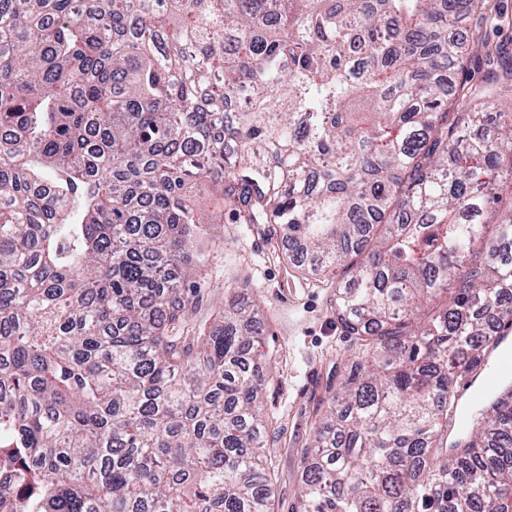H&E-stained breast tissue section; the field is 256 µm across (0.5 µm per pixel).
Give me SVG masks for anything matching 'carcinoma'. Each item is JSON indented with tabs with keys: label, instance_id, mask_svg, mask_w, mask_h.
Here are the masks:
<instances>
[{
	"label": "carcinoma",
	"instance_id": "cac0c4a2",
	"mask_svg": "<svg viewBox=\"0 0 512 512\" xmlns=\"http://www.w3.org/2000/svg\"><path fill=\"white\" fill-rule=\"evenodd\" d=\"M485 2L0 0V512H269L258 311L187 327L196 187L358 258L299 512H512V387L445 425L512 321V54L448 78Z\"/></svg>",
	"mask_w": 512,
	"mask_h": 512
}]
</instances>
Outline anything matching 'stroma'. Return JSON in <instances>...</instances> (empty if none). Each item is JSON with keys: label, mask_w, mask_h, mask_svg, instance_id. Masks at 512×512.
Returning <instances> with one entry per match:
<instances>
[{"label": "stroma", "mask_w": 512, "mask_h": 512, "mask_svg": "<svg viewBox=\"0 0 512 512\" xmlns=\"http://www.w3.org/2000/svg\"><path fill=\"white\" fill-rule=\"evenodd\" d=\"M194 202L224 221L209 226L184 262L192 316L202 327L215 325L228 292L259 310L266 332L254 347L252 364L265 375L258 412L269 426L264 451L271 509L296 512L315 420L326 410L357 347L334 312L336 285L348 272L341 265L305 274L280 242L224 212L219 196L206 192Z\"/></svg>", "instance_id": "35a3bbf8"}]
</instances>
